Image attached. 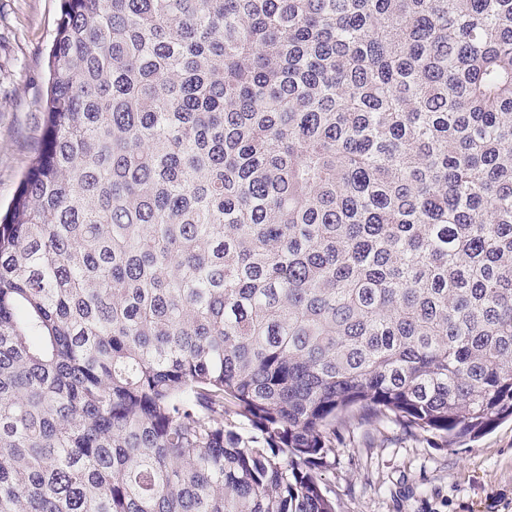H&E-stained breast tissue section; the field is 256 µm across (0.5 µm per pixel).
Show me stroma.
<instances>
[{
  "label": "stroma",
  "instance_id": "obj_1",
  "mask_svg": "<svg viewBox=\"0 0 512 512\" xmlns=\"http://www.w3.org/2000/svg\"><path fill=\"white\" fill-rule=\"evenodd\" d=\"M61 0H0V205H8L41 134L46 53ZM323 472L336 512H512V419L448 447L397 426L340 429Z\"/></svg>",
  "mask_w": 512,
  "mask_h": 512
}]
</instances>
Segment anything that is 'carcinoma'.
I'll use <instances>...</instances> for the list:
<instances>
[{"mask_svg":"<svg viewBox=\"0 0 512 512\" xmlns=\"http://www.w3.org/2000/svg\"><path fill=\"white\" fill-rule=\"evenodd\" d=\"M0 216V512H336V426L512 417V0H62Z\"/></svg>","mask_w":512,"mask_h":512,"instance_id":"1","label":"carcinoma"}]
</instances>
